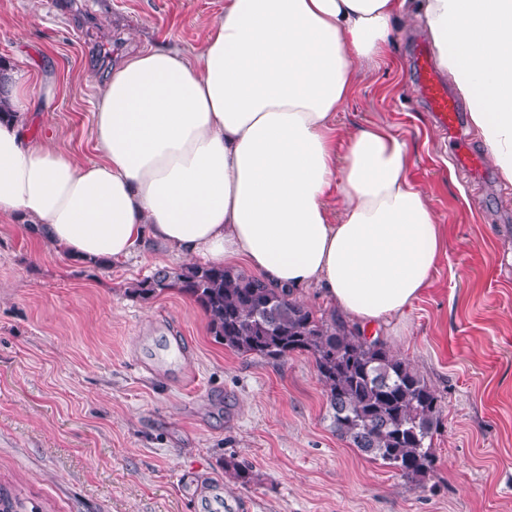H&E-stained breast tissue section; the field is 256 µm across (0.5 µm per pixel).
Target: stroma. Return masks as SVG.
<instances>
[{"label":"stroma","mask_w":512,"mask_h":512,"mask_svg":"<svg viewBox=\"0 0 512 512\" xmlns=\"http://www.w3.org/2000/svg\"><path fill=\"white\" fill-rule=\"evenodd\" d=\"M224 0H0V61L33 96L36 134L99 156V85L137 52L193 53ZM409 24L336 114L410 144L445 246L429 286L384 341L442 399L436 486L407 484L334 433L312 358L268 362L214 342L176 292L131 286L185 260L156 244L97 269L0 221V483L40 512H512V184L461 113L441 132L412 64ZM480 157L455 169L459 146ZM155 364L142 373L141 364ZM248 464L252 484L224 471Z\"/></svg>","instance_id":"obj_1"}]
</instances>
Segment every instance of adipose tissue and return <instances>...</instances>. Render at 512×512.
Wrapping results in <instances>:
<instances>
[{
  "label": "adipose tissue",
  "mask_w": 512,
  "mask_h": 512,
  "mask_svg": "<svg viewBox=\"0 0 512 512\" xmlns=\"http://www.w3.org/2000/svg\"><path fill=\"white\" fill-rule=\"evenodd\" d=\"M412 21L512 183V0H224L193 54L151 49L113 69L93 112L99 160L31 138L53 74L39 100L6 75L0 216L82 261L151 240L321 289L347 321H391L429 285L443 238L408 141L377 125L341 135L336 114Z\"/></svg>",
  "instance_id": "ef3b65f1"
}]
</instances>
